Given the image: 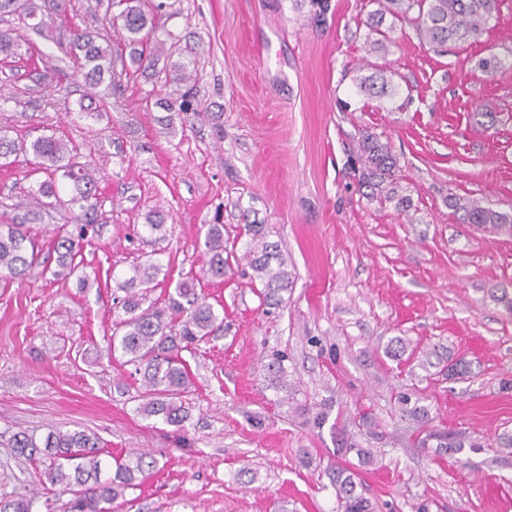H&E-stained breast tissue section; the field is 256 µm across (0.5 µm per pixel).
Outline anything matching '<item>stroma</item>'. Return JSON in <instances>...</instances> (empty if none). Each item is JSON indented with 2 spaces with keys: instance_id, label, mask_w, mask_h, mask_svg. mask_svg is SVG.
Wrapping results in <instances>:
<instances>
[{
  "instance_id": "obj_1",
  "label": "stroma",
  "mask_w": 512,
  "mask_h": 512,
  "mask_svg": "<svg viewBox=\"0 0 512 512\" xmlns=\"http://www.w3.org/2000/svg\"><path fill=\"white\" fill-rule=\"evenodd\" d=\"M108 2L65 0L52 32L21 28L33 56L0 58V81L25 93L0 127L68 140L102 175L87 287L54 276L44 251L30 277L0 284V432L55 425L95 433L114 457L152 452L155 470L111 512H336L339 468L373 512H512V448L497 445L512 433V235L461 223L448 205L512 215V0L476 40L434 50L406 25L384 54L367 44L366 0H330L320 24L290 0H166L160 31L197 60L199 112L187 120L155 105L176 100L174 85L138 72L121 96L99 86L103 111L80 114L84 82L62 49ZM360 65L385 71L398 96L358 94ZM366 131L398 157L409 215L361 184ZM46 178L0 168V224ZM155 210L172 227L162 241L142 231ZM216 220L220 280L201 274L203 227ZM248 224L266 225L294 272L279 308L251 284ZM149 259L168 269L153 298L193 274L224 319L181 353L192 378L182 431L136 413L130 368L108 355L122 315L113 279ZM397 337L409 351L394 358ZM274 350L288 355L285 398L266 386ZM458 360L468 373L449 374ZM34 489L32 512H66L43 465L0 447V496Z\"/></svg>"
}]
</instances>
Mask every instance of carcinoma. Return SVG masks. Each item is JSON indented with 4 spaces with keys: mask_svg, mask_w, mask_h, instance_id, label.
I'll use <instances>...</instances> for the list:
<instances>
[{
    "mask_svg": "<svg viewBox=\"0 0 512 512\" xmlns=\"http://www.w3.org/2000/svg\"><path fill=\"white\" fill-rule=\"evenodd\" d=\"M377 8L368 13L366 25L377 38L370 41L376 52L387 51L393 27L382 29L385 17L410 25L416 35L433 48L449 42L476 39L489 29V21L496 15L499 0H371ZM293 9L309 7L316 22H321L329 9V0H292ZM119 12L107 13L101 20L105 29L119 27L125 32V46L130 48L133 62L143 70L152 69L154 75H164L167 82L186 84L180 95V112L185 117L196 112L192 99L196 92V59L181 57L166 60L162 71L155 70L159 54L165 53V41L156 36L154 13L165 3L151 4L146 0H112ZM73 55L85 85L91 92L80 101L79 112H99L102 101L92 89L109 79L114 89L121 88L115 62L123 53L112 46L109 34L87 29L73 34ZM21 38L12 28H0V54H19ZM357 92L367 97L392 98L397 88L378 70L369 75L354 77ZM358 162L361 163L362 182L371 188V199L380 203L392 202L400 212L413 207L412 199L401 188L397 172L399 159L389 143L380 136L365 132L358 142ZM29 159L38 170L50 175L62 172L68 181L70 195L63 199L53 179L29 187V208L16 224H0V281L10 282L25 277L38 261L40 253L36 239L30 234L29 222L45 216H59L61 224L50 240V250L56 254L58 270L53 275L78 276L80 283L88 281V274L79 272L76 262L81 253L87 230L100 223L98 190L100 173L90 163L75 161L72 150L63 139L41 135L32 141L12 138L0 127V167H11L19 158ZM450 206L462 213L465 224H474L485 232L498 234L512 232V216L480 205L476 201L453 199ZM143 230L154 239H164L170 229L160 216L148 217ZM251 235L246 251L252 271L251 281L260 282L263 304L277 308L285 302L284 293L293 287L294 277L288 270V260L278 245L267 241L263 224L247 225ZM208 259L202 267L203 275L224 279V225L209 224L204 236ZM162 264L149 261L131 267L130 275L113 278L115 291L124 292L120 299L124 317L112 324L110 350L125 358L124 364L134 368L139 391L137 413L155 418L179 430L185 427L189 410L182 400L191 384L187 365L179 353L188 344L207 341L221 328L212 304L197 292L194 278L176 284L174 291L163 300L147 302L157 286ZM286 355L274 351L265 365L267 387L276 392H288ZM6 447L16 457L41 460L47 463L50 483L59 487L60 494L70 496L69 512H109L106 505L123 492L138 485L156 468L157 460L149 452L132 450L125 457L114 460L113 473H105L101 458L103 447L97 435L85 430L63 431L56 427L38 437L27 431H17L8 438ZM336 499L341 512H372L369 500L357 493L356 475L341 469L336 471ZM0 512H32V499L0 497Z\"/></svg>",
    "mask_w": 512,
    "mask_h": 512,
    "instance_id": "cac0c4a2",
    "label": "carcinoma"
}]
</instances>
